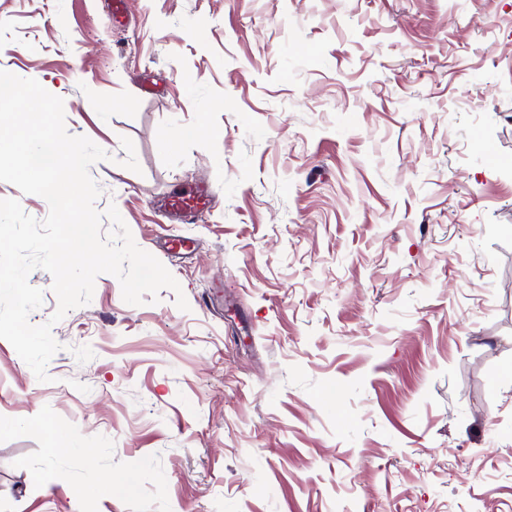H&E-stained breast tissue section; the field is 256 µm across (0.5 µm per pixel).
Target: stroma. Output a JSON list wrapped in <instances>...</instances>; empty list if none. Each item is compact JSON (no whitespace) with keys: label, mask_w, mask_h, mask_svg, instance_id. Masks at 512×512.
<instances>
[{"label":"stroma","mask_w":512,"mask_h":512,"mask_svg":"<svg viewBox=\"0 0 512 512\" xmlns=\"http://www.w3.org/2000/svg\"><path fill=\"white\" fill-rule=\"evenodd\" d=\"M108 2L0 0V70L180 289L0 339V512H512V0ZM210 203V194L202 188L192 193H176L169 196L167 207L172 219L184 221L194 213L207 208Z\"/></svg>","instance_id":"35a3bbf8"}]
</instances>
